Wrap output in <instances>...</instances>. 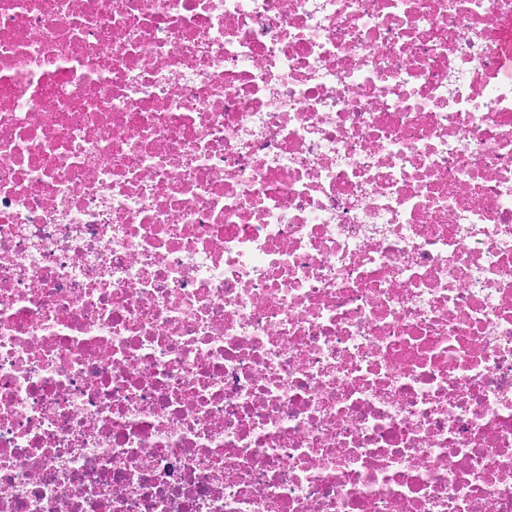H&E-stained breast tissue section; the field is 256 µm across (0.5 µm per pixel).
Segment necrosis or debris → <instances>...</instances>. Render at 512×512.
I'll use <instances>...</instances> for the list:
<instances>
[{
  "label": "necrosis or debris",
  "instance_id": "1",
  "mask_svg": "<svg viewBox=\"0 0 512 512\" xmlns=\"http://www.w3.org/2000/svg\"><path fill=\"white\" fill-rule=\"evenodd\" d=\"M512 0H0V512H512Z\"/></svg>",
  "mask_w": 512,
  "mask_h": 512
}]
</instances>
